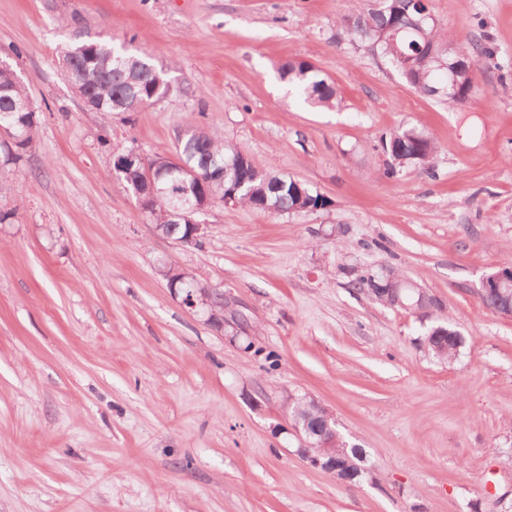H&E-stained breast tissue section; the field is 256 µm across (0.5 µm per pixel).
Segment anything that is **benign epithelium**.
Masks as SVG:
<instances>
[{"instance_id": "obj_1", "label": "benign epithelium", "mask_w": 512, "mask_h": 512, "mask_svg": "<svg viewBox=\"0 0 512 512\" xmlns=\"http://www.w3.org/2000/svg\"><path fill=\"white\" fill-rule=\"evenodd\" d=\"M187 234L177 240L181 245H193L205 233L206 225L196 221L186 225ZM392 280H386V284L373 289V293L384 303L389 305L402 304L400 289L391 288ZM484 301H505L507 305L497 307L496 313L503 317H512V271L500 270L488 275L482 283L479 293ZM295 433L300 441V453L310 463L328 473L336 476L342 482H349L354 478V473L345 457L344 449L349 443L344 440L336 427V420L329 412H324V418L317 421L310 420L307 416L295 413Z\"/></svg>"}]
</instances>
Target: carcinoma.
Instances as JSON below:
<instances>
[{
	"label": "carcinoma",
	"mask_w": 512,
	"mask_h": 512,
	"mask_svg": "<svg viewBox=\"0 0 512 512\" xmlns=\"http://www.w3.org/2000/svg\"><path fill=\"white\" fill-rule=\"evenodd\" d=\"M423 10L425 7L415 0H368L365 11L343 16L339 24L342 31L368 44L392 64L400 53L419 54V64L405 77L406 82L420 94L453 109L461 99L470 97L473 86L468 75L475 73L489 51L484 47L466 50L457 88H451L440 75L448 73L444 45L453 41V35L435 18L421 19ZM59 57L76 94L92 100V105L85 107L92 114L137 112L169 94L172 88L168 70L157 68L123 43L77 39L64 43ZM278 72L309 106L324 110L341 107L334 83L322 77L311 63L288 60L278 66ZM27 100L25 84L17 80L16 71L0 70V121L13 124L20 136L15 156L8 157L10 161L20 159L36 134L37 111L15 110L17 103ZM379 147L389 158L384 175L390 179L409 167H425L436 151L430 136L415 127L390 132L380 139ZM133 151L135 148L129 147L113 155L116 180L136 199L145 201L148 222L161 225L174 239L186 233L181 207L191 202L224 200L233 179L242 184L234 203L255 211L265 212L272 205L278 214L308 212L329 204L302 183L264 169L224 143L216 127L194 118L187 120L177 156L189 167L207 173L204 183H184V174L167 157L130 161L128 156ZM217 163L232 165L230 174L224 175V168L215 167Z\"/></svg>",
	"instance_id": "carcinoma-1"
}]
</instances>
